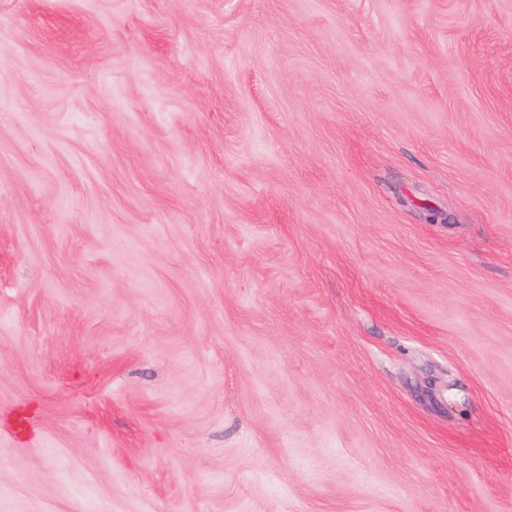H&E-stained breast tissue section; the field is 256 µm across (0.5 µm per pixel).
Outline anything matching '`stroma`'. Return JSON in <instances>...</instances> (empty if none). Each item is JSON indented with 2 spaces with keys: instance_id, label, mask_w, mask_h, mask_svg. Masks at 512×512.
<instances>
[{
  "instance_id": "obj_1",
  "label": "stroma",
  "mask_w": 512,
  "mask_h": 512,
  "mask_svg": "<svg viewBox=\"0 0 512 512\" xmlns=\"http://www.w3.org/2000/svg\"><path fill=\"white\" fill-rule=\"evenodd\" d=\"M0 512H512V0H0Z\"/></svg>"
}]
</instances>
